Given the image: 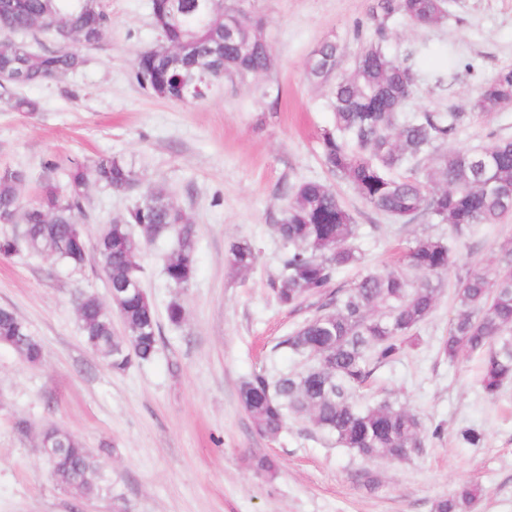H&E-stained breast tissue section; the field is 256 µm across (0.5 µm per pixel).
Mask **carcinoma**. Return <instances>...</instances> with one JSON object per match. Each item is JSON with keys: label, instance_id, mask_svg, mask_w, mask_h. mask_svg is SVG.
<instances>
[{"label": "carcinoma", "instance_id": "1", "mask_svg": "<svg viewBox=\"0 0 512 512\" xmlns=\"http://www.w3.org/2000/svg\"><path fill=\"white\" fill-rule=\"evenodd\" d=\"M151 6L162 44L135 60L134 78L141 89L179 101L192 96L203 78L229 72L243 80L268 71L263 27L245 11H224V0H211L205 13L195 10L194 0H151ZM396 16L413 26L438 25L448 16V4L375 0L374 34L361 43L353 70L331 88L334 123L321 134V153L328 171L367 205L403 223L425 216L446 224L448 239L419 237L403 250L397 267L369 271L332 291L338 272L361 260L353 244L357 224L331 185L304 181L294 186L277 225L286 252L274 291L285 306L324 295L328 302L279 346L312 364L277 378L256 372L239 388L241 405L259 434L276 438L292 415L365 458L399 459L406 449L418 452L443 437L442 425H428L419 414L387 400L361 406L354 392L415 339L436 307L441 277L455 263L456 242L512 216V139L485 149L450 150L448 141L464 113L404 111L419 72L415 63L389 52V22ZM111 27L112 15L100 0H0V73L12 76L0 88L66 78L83 63L80 48L98 44ZM339 54L337 43H323L308 60L311 77L328 80ZM3 100L17 112L37 110L28 97L8 93ZM511 104L512 68H504L480 87L472 110L494 112ZM426 159L432 166L423 171ZM66 179L62 192L43 183L24 206L20 192L29 181L27 172L0 168V217L17 216L22 224L21 234L0 240V253L47 255L81 269L96 252L114 305L81 292L78 328L106 366L122 373L152 360L160 338L153 302L144 289L129 286L130 279L141 276L138 256L146 246L174 237L164 272L169 285L187 288L197 266V227L189 218L181 220V210L163 190L141 189L140 174L119 156L73 160ZM92 185L137 190L139 200L104 226L90 246L83 225L91 219ZM226 259L232 269L248 271L257 254L249 243L236 242ZM455 301L438 351L450 362L465 352L483 354L481 386L495 396L512 384L511 242L501 246L495 266L465 277ZM114 309L122 317L120 336L113 327ZM0 345L29 364L43 357L42 344L25 321L2 307ZM42 439L55 443L48 461L60 486L86 498L99 495V462L77 437L48 428ZM479 495L476 486L463 484L437 499L433 512H471Z\"/></svg>", "mask_w": 512, "mask_h": 512}]
</instances>
